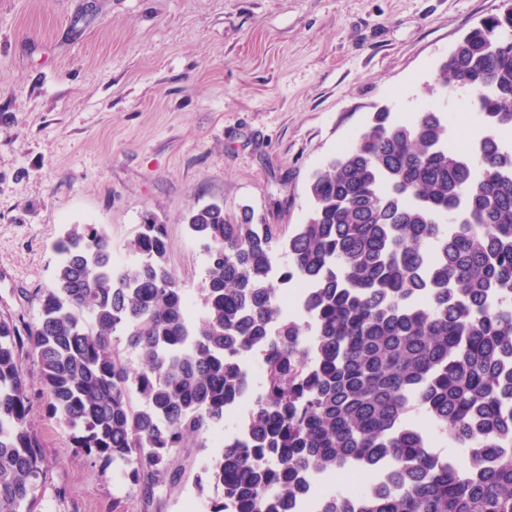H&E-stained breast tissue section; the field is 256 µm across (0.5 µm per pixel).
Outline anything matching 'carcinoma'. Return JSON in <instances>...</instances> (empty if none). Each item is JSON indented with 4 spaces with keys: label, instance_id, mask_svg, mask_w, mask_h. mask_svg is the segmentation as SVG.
I'll list each match as a JSON object with an SVG mask.
<instances>
[{
    "label": "carcinoma",
    "instance_id": "obj_1",
    "mask_svg": "<svg viewBox=\"0 0 512 512\" xmlns=\"http://www.w3.org/2000/svg\"><path fill=\"white\" fill-rule=\"evenodd\" d=\"M439 72L443 90L451 77L478 96L479 147L448 148L435 106L412 121L381 110L313 173L312 209L288 236L216 203L188 213L209 255L196 323L166 225H140V259L123 266L100 225L65 229L39 320L0 316V512H34L47 471L20 351L72 447L121 467L148 501L179 480V449L207 447L248 389L243 349L261 355L262 380L242 441L204 467L223 490L210 512H281L348 466L384 489L354 506L328 495L320 512H512V149L498 138L512 129V8L466 33ZM293 280L308 285L306 319L278 304ZM415 411L462 464L434 452Z\"/></svg>",
    "mask_w": 512,
    "mask_h": 512
}]
</instances>
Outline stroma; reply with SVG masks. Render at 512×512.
Wrapping results in <instances>:
<instances>
[{
    "instance_id": "1",
    "label": "stroma",
    "mask_w": 512,
    "mask_h": 512,
    "mask_svg": "<svg viewBox=\"0 0 512 512\" xmlns=\"http://www.w3.org/2000/svg\"><path fill=\"white\" fill-rule=\"evenodd\" d=\"M502 0H0V315L38 321L54 241L99 224L123 261L166 225L169 266L196 290L209 258L185 225L212 202L288 235L308 183L374 112H446L455 149L484 133L460 88L427 94L440 63ZM30 423L49 470L38 512H207L218 451L181 449L150 501L115 465L76 452L43 399Z\"/></svg>"
}]
</instances>
